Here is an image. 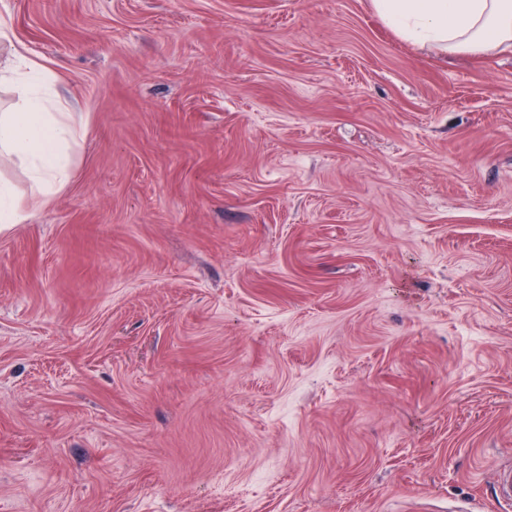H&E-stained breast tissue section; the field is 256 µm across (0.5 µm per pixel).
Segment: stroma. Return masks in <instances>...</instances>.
Instances as JSON below:
<instances>
[{"instance_id":"35a3bbf8","label":"stroma","mask_w":512,"mask_h":512,"mask_svg":"<svg viewBox=\"0 0 512 512\" xmlns=\"http://www.w3.org/2000/svg\"><path fill=\"white\" fill-rule=\"evenodd\" d=\"M86 133L0 232V512H500L512 49L370 0H0Z\"/></svg>"}]
</instances>
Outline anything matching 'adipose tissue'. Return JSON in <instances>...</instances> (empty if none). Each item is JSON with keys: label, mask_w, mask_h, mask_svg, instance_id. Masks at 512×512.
<instances>
[{"label": "adipose tissue", "mask_w": 512, "mask_h": 512, "mask_svg": "<svg viewBox=\"0 0 512 512\" xmlns=\"http://www.w3.org/2000/svg\"><path fill=\"white\" fill-rule=\"evenodd\" d=\"M375 13L404 40L444 53L512 47V0H371ZM8 71L22 70L7 111L0 113V153L24 165L36 199L48 204L71 174L65 147L78 134L70 113L47 93L48 71L15 51Z\"/></svg>", "instance_id": "adipose-tissue-1"}]
</instances>
